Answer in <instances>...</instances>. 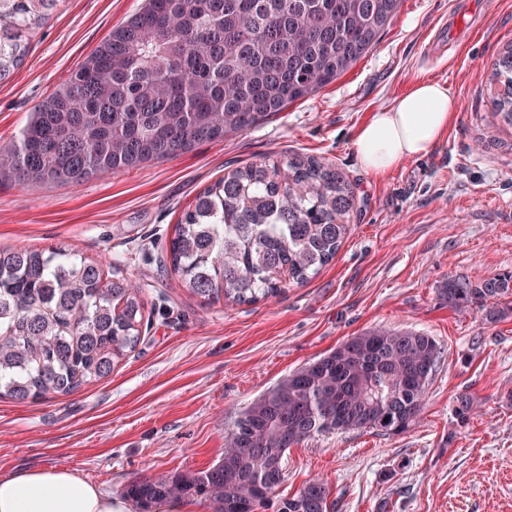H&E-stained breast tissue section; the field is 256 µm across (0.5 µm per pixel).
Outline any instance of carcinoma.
I'll use <instances>...</instances> for the list:
<instances>
[{
	"label": "carcinoma",
	"mask_w": 512,
	"mask_h": 512,
	"mask_svg": "<svg viewBox=\"0 0 512 512\" xmlns=\"http://www.w3.org/2000/svg\"><path fill=\"white\" fill-rule=\"evenodd\" d=\"M59 0H0V81ZM400 0H145L0 148V175L78 186L255 127L348 71L378 42ZM493 121L512 127V47L494 60ZM355 193L335 165L300 153L230 170L185 211L160 252L197 297L254 304L335 257ZM448 306L493 324L512 315V271L448 277ZM145 302L128 279L75 250L0 249V398L34 402L107 378L141 338ZM440 358L435 340L368 330L290 372L224 431L211 467L133 482L141 512L200 500L213 512H330L312 479L275 498L288 449L323 434L401 435L421 416ZM473 399L456 397L468 424Z\"/></svg>",
	"instance_id": "obj_1"
}]
</instances>
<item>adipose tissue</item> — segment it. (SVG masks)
Listing matches in <instances>:
<instances>
[{
    "label": "adipose tissue",
    "mask_w": 512,
    "mask_h": 512,
    "mask_svg": "<svg viewBox=\"0 0 512 512\" xmlns=\"http://www.w3.org/2000/svg\"><path fill=\"white\" fill-rule=\"evenodd\" d=\"M455 103L446 86L416 80L408 93L373 112L353 146L362 166L383 173L403 160L429 153L448 134ZM0 512H131V501L45 466L0 477Z\"/></svg>",
    "instance_id": "1"
}]
</instances>
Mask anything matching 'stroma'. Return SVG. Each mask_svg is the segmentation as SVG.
I'll return each instance as SVG.
<instances>
[{"label":"stroma","instance_id":"obj_1","mask_svg":"<svg viewBox=\"0 0 512 512\" xmlns=\"http://www.w3.org/2000/svg\"><path fill=\"white\" fill-rule=\"evenodd\" d=\"M143 0H61L0 82V147ZM512 44V0H401L378 43L336 81L254 128L75 187L0 178V247H61L124 258L143 292L139 344L112 374L34 403L0 399V475L55 465L119 495L142 477L207 469L224 429L270 385L370 329L433 337L441 358L409 432L351 431L290 448L279 496L311 478L334 512H512V316L494 324L448 308L449 276L512 270V129L491 117V63ZM419 78L458 108L426 156L377 176L353 140L372 112ZM304 153L354 184L352 232L303 284L254 304L203 303L155 261L182 211L224 172ZM469 393L474 411L457 426Z\"/></svg>","mask_w":512,"mask_h":512}]
</instances>
